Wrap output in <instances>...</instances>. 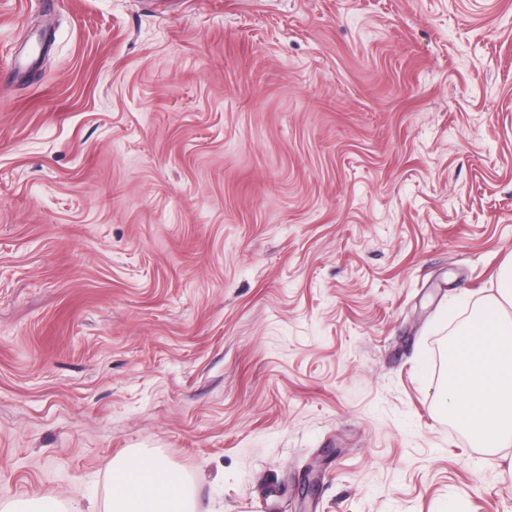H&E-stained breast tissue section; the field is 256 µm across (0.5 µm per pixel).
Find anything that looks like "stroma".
I'll use <instances>...</instances> for the list:
<instances>
[{
  "label": "stroma",
  "mask_w": 512,
  "mask_h": 512,
  "mask_svg": "<svg viewBox=\"0 0 512 512\" xmlns=\"http://www.w3.org/2000/svg\"><path fill=\"white\" fill-rule=\"evenodd\" d=\"M0 508L512 512L438 353L512 262V0H0ZM109 472L113 482L108 512H196L187 485L161 460L118 456L112 459ZM120 474L135 478L117 483Z\"/></svg>",
  "instance_id": "stroma-1"
}]
</instances>
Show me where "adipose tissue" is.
Segmentation results:
<instances>
[{
	"label": "adipose tissue",
	"instance_id": "ef3b65f1",
	"mask_svg": "<svg viewBox=\"0 0 512 512\" xmlns=\"http://www.w3.org/2000/svg\"><path fill=\"white\" fill-rule=\"evenodd\" d=\"M512 271L505 273L499 295L485 306L461 337L443 403L479 448L512 446ZM109 470L112 485L108 512H196L194 499L175 471L158 459L119 456Z\"/></svg>",
	"mask_w": 512,
	"mask_h": 512
}]
</instances>
